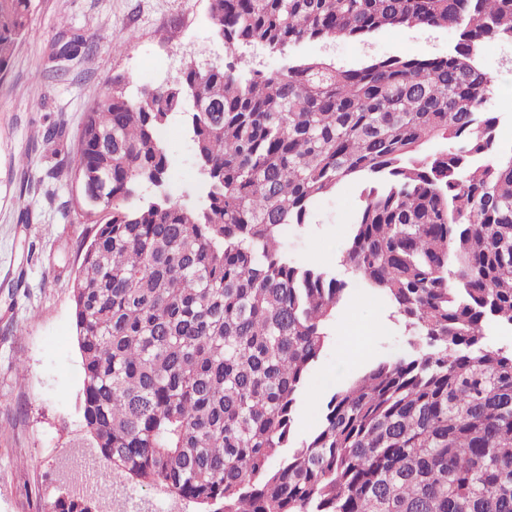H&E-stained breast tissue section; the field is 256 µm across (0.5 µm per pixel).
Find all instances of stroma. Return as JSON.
<instances>
[{"label": "stroma", "instance_id": "obj_1", "mask_svg": "<svg viewBox=\"0 0 512 512\" xmlns=\"http://www.w3.org/2000/svg\"><path fill=\"white\" fill-rule=\"evenodd\" d=\"M209 0H33L29 27L0 73V512H46L69 487L61 461L89 437L82 421L83 376L76 340L72 279L95 227L79 215L78 191L60 170L71 162L83 117L112 77L137 83L178 75L184 58H224L208 22ZM94 37L90 50L62 62L52 54L62 37ZM459 33L391 28L368 42L307 43L298 57H325L354 67L390 56L444 55ZM123 51H113V44ZM480 62L492 77L488 106L501 141L512 143V44L485 41ZM65 135L45 147L42 134ZM165 147L178 175L173 199L194 194L197 168L184 123L174 119ZM27 166H19L20 155ZM362 186L342 183L315 207L310 224L289 227L282 243L293 259L342 279L340 264ZM379 293L352 288L340 304L328 344L314 365L296 412L294 440L318 428L322 405L337 387L370 366L406 355L408 338ZM377 323L367 352L355 328ZM26 374H19L18 364Z\"/></svg>", "mask_w": 512, "mask_h": 512}]
</instances>
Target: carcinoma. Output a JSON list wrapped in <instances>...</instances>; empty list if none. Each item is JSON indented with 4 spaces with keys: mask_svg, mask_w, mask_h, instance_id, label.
I'll list each match as a JSON object with an SVG mask.
<instances>
[{
    "mask_svg": "<svg viewBox=\"0 0 512 512\" xmlns=\"http://www.w3.org/2000/svg\"><path fill=\"white\" fill-rule=\"evenodd\" d=\"M32 0H0V72ZM224 65L116 76L70 172L96 225L73 282L83 424L95 458L202 512H512V151L477 64L512 43V0H209ZM391 27L461 31L442 56L359 68L291 55ZM260 45L283 64L247 56ZM182 115L199 193L172 199L161 130ZM363 180L341 265L414 337L295 413L348 283L296 263L289 224ZM101 482L50 512H94Z\"/></svg>",
    "mask_w": 512,
    "mask_h": 512,
    "instance_id": "carcinoma-1",
    "label": "carcinoma"
}]
</instances>
